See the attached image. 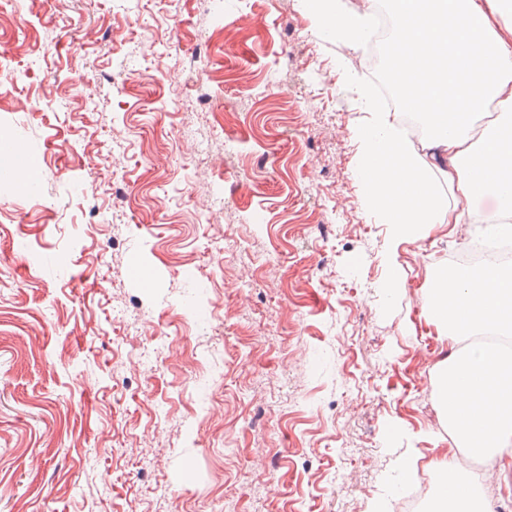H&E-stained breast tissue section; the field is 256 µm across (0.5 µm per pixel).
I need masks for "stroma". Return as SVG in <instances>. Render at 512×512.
Segmentation results:
<instances>
[{"instance_id": "stroma-1", "label": "stroma", "mask_w": 512, "mask_h": 512, "mask_svg": "<svg viewBox=\"0 0 512 512\" xmlns=\"http://www.w3.org/2000/svg\"><path fill=\"white\" fill-rule=\"evenodd\" d=\"M0 52L38 164L0 165V512H369L454 443L421 289L465 238L365 208L367 47L300 0H15Z\"/></svg>"}]
</instances>
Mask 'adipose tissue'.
Instances as JSON below:
<instances>
[{
	"instance_id": "1",
	"label": "adipose tissue",
	"mask_w": 512,
	"mask_h": 512,
	"mask_svg": "<svg viewBox=\"0 0 512 512\" xmlns=\"http://www.w3.org/2000/svg\"><path fill=\"white\" fill-rule=\"evenodd\" d=\"M403 108L429 116L421 145L400 138L394 112H375L352 130L355 176L366 207L403 241L470 216L442 211L433 172L470 201L489 199L496 223L485 235L512 237V0H392ZM322 31L359 47L368 21L340 0H304ZM425 318L454 351L438 367L437 409L458 442L497 460L512 478V348L476 341L481 331L512 334V269L440 271L425 291ZM433 512H488L478 481L459 472L456 451L436 447Z\"/></svg>"
}]
</instances>
